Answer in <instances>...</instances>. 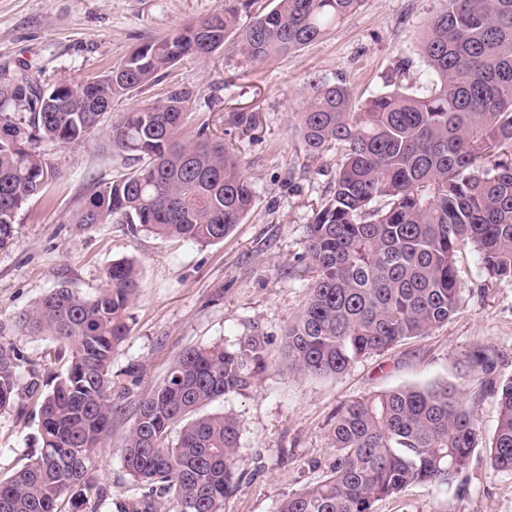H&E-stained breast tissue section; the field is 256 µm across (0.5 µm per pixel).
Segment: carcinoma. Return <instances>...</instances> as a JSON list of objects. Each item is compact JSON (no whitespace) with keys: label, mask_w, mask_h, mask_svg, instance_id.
I'll use <instances>...</instances> for the list:
<instances>
[{"label":"carcinoma","mask_w":512,"mask_h":512,"mask_svg":"<svg viewBox=\"0 0 512 512\" xmlns=\"http://www.w3.org/2000/svg\"><path fill=\"white\" fill-rule=\"evenodd\" d=\"M362 0H224V13L135 48L107 74L73 89L16 78L0 88V248L14 237L22 206L56 177L29 144L62 145L98 129L112 105L157 81L186 58L203 59L230 38L252 62L305 47ZM250 14L246 25L241 13ZM417 51L430 83L355 104L347 87L308 83L296 113L303 150L343 149V160L307 226L308 297L289 323V371L333 378L359 359L448 322L461 306L456 257L472 247L490 282H512V0H440ZM190 92L173 87L112 122L113 151L144 165L94 190L71 216L80 226L120 218L161 238L197 245L224 239L253 207L238 155L201 127L179 140ZM26 114L24 119L15 114ZM93 295L57 288L0 322V412L38 407L40 448L0 479V512H86L100 488L90 463L123 414L112 397V351L128 331L138 272L120 260ZM11 336H45L56 348L46 367L20 375ZM264 340L229 350L195 346L142 397L123 462L143 486L131 512H224L242 485L239 424L203 409L247 388L265 369ZM479 389L448 382L378 391L336 411L333 461L320 481L285 496L276 512H375L376 502L413 484L467 494L478 447L475 407L498 402L490 467L512 472V377H493L479 346L465 361Z\"/></svg>","instance_id":"cac0c4a2"}]
</instances>
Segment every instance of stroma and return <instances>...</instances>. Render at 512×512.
Instances as JSON below:
<instances>
[{"label": "stroma", "instance_id": "1", "mask_svg": "<svg viewBox=\"0 0 512 512\" xmlns=\"http://www.w3.org/2000/svg\"><path fill=\"white\" fill-rule=\"evenodd\" d=\"M440 0H362L359 9L314 44L254 63L226 42L205 59H189L104 115L85 140H41L33 150L56 171L41 194L18 212L15 235L0 248V321L27 309L52 289L82 295L104 287L105 270L120 259L140 269L129 331L112 353L113 374L144 367L141 383L122 401L124 413L96 458L104 494L96 512H118L144 493L122 460L139 398L160 383L173 358L197 345L239 348L263 337L266 367L250 385L213 403L239 421L240 490L224 512H276L280 499L324 476L337 409L388 388L438 380L471 391L464 367L477 346L494 354L496 375L512 376V283H489L477 252L456 259L461 308L447 324L397 344L326 379L288 372L282 339L307 293V224L333 185L342 154L304 156L294 114L309 80L347 85L359 101L396 88L422 90L427 68L417 44ZM224 8V0H0V84L25 76L38 84L79 86L104 75L139 44ZM191 91L182 137L201 123L235 149L254 205L224 241L201 246L133 231L120 220L79 226L69 218L97 187L137 169L110 151L105 130L120 112L161 98L168 87ZM233 112H253L257 125L227 132ZM479 449L467 472L468 493L421 484L380 501L376 512H512V473L494 471L484 451L497 422V401L476 407ZM37 418L0 414V473L21 466L34 448Z\"/></svg>", "mask_w": 512, "mask_h": 512}]
</instances>
